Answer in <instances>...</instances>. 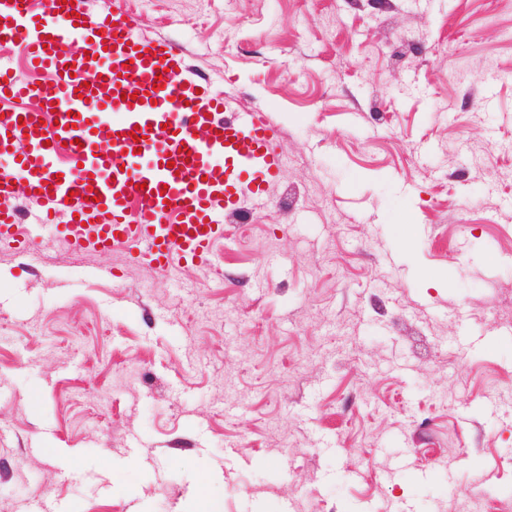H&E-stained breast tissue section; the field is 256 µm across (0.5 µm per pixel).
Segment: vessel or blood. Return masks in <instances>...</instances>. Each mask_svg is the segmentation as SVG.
Listing matches in <instances>:
<instances>
[{
	"label": "vessel or blood",
	"instance_id": "obj_1",
	"mask_svg": "<svg viewBox=\"0 0 512 512\" xmlns=\"http://www.w3.org/2000/svg\"><path fill=\"white\" fill-rule=\"evenodd\" d=\"M0 38L54 76L26 81L0 58V102L14 107L0 113V195L25 183L71 252L121 248L165 272L207 261L241 197L262 196L283 167L275 122L230 112L133 17L90 12L87 0H0ZM4 244L35 251L10 209L0 210Z\"/></svg>",
	"mask_w": 512,
	"mask_h": 512
}]
</instances>
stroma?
<instances>
[{"instance_id": "1", "label": "stroma", "mask_w": 512, "mask_h": 512, "mask_svg": "<svg viewBox=\"0 0 512 512\" xmlns=\"http://www.w3.org/2000/svg\"><path fill=\"white\" fill-rule=\"evenodd\" d=\"M87 4L268 111L288 164L172 273L9 198L39 249L0 247V512L512 500V0Z\"/></svg>"}]
</instances>
